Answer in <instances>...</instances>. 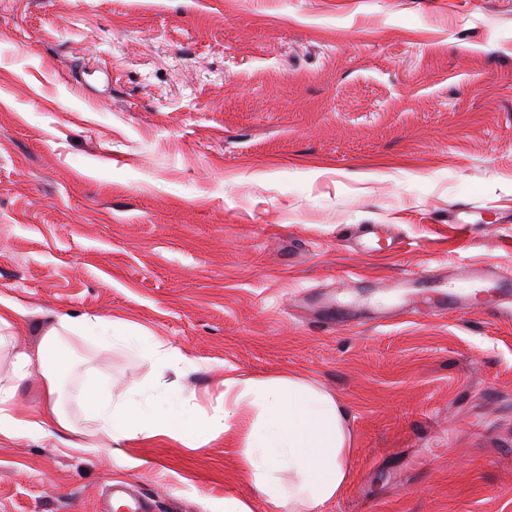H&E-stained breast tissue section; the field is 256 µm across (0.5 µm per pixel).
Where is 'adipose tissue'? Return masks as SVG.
I'll use <instances>...</instances> for the list:
<instances>
[{
  "label": "adipose tissue",
  "instance_id": "1",
  "mask_svg": "<svg viewBox=\"0 0 512 512\" xmlns=\"http://www.w3.org/2000/svg\"><path fill=\"white\" fill-rule=\"evenodd\" d=\"M25 310L0 297V441L27 435H68L72 449L107 452L116 467L136 466L128 447L155 440L203 448L216 440L238 451L240 468L274 512H322L339 497L349 477L352 436L345 409L335 397L298 373L267 377L229 371L224 392L202 415L194 392L158 383L156 391L130 384L88 380L65 392L63 371L70 339L98 351L124 348L175 374L196 370V361L125 321L105 316L59 314L43 328L34 347H10L6 337ZM38 381L42 401L23 412L14 402L21 386ZM79 404L88 428H79L67 403Z\"/></svg>",
  "mask_w": 512,
  "mask_h": 512
}]
</instances>
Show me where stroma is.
I'll return each mask as SVG.
<instances>
[{"mask_svg":"<svg viewBox=\"0 0 512 512\" xmlns=\"http://www.w3.org/2000/svg\"><path fill=\"white\" fill-rule=\"evenodd\" d=\"M463 263L512 275V0H0L18 343L57 314L123 319L199 370L78 339L75 358L205 411L226 367L303 372L353 437L323 512H512V302L418 315L391 285L454 286ZM129 454L149 467L1 442L0 512H103L117 485L153 512H271L223 444Z\"/></svg>","mask_w":512,"mask_h":512,"instance_id":"stroma-1","label":"stroma"}]
</instances>
